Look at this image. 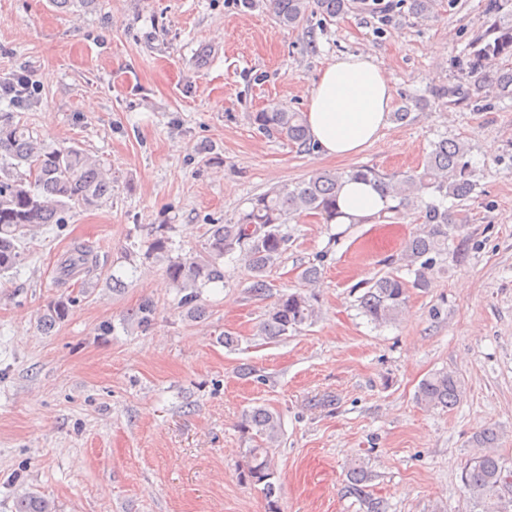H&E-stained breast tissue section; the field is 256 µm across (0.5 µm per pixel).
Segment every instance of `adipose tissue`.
<instances>
[{
  "label": "adipose tissue",
  "instance_id": "1",
  "mask_svg": "<svg viewBox=\"0 0 512 512\" xmlns=\"http://www.w3.org/2000/svg\"><path fill=\"white\" fill-rule=\"evenodd\" d=\"M391 84L370 52L333 57L320 71L310 94L306 121L320 151L350 157L375 143L392 109ZM386 198L371 184L346 182L340 192L338 223L371 217Z\"/></svg>",
  "mask_w": 512,
  "mask_h": 512
}]
</instances>
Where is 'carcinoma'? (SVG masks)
Returning a JSON list of instances; mask_svg holds the SVG:
<instances>
[{"instance_id":"obj_1","label":"carcinoma","mask_w":512,"mask_h":512,"mask_svg":"<svg viewBox=\"0 0 512 512\" xmlns=\"http://www.w3.org/2000/svg\"><path fill=\"white\" fill-rule=\"evenodd\" d=\"M278 21L290 27L298 25L314 11L324 20L333 21L350 7V0H272ZM439 0H411L410 10L417 18L429 21L438 13ZM512 25L497 24L489 35L476 38L471 46L469 69L483 73L495 65L494 78L487 80L501 97L512 98ZM252 123L267 134H278L306 152L313 149L306 119L300 112H290L276 105L254 112ZM465 146L441 138L425 156L422 169L402 180H395L368 166H356L343 173L315 171L291 185L273 188L251 200L249 209L240 213L233 224H211L206 231L205 256H172L171 225L159 224L148 234L145 255L164 258L165 272L177 292V307L191 320L206 316L203 290L224 282V256L240 251L252 272L249 291L264 296L271 288L268 274L281 263L290 236L284 231L293 215H314L333 221L339 215L336 202L347 179L374 180L395 204L387 205L378 217L387 221L405 211L417 213L418 232L406 240L402 267L413 276L409 281L396 271L384 273L367 283L360 297V308L368 320L378 326L395 322L406 303L409 290L428 285L434 256L448 249V206L452 197L465 200L476 183L466 161ZM432 190L435 199L423 200L422 192ZM112 198V174L98 159L75 147H53L30 136L28 130L8 120L0 121V275L14 270L22 261L24 240L47 224L63 222V213L73 207L94 209ZM97 271L93 253L82 245L72 247L60 260L58 278L69 281ZM302 288L284 293L266 310L258 335L277 339L296 332L317 317L314 293L319 268L306 267L300 274ZM76 297L64 296L41 315L43 330L51 331L69 316ZM156 308L143 301L128 314V320L142 329L152 325ZM461 396L459 379L448 372H437L423 379L417 401L428 408H453ZM244 429L256 446L248 449L245 476L262 486L268 512H278L274 499L276 488L269 457L270 449L280 442V417L265 406L245 414ZM498 441L496 428L488 426L473 438L479 452L469 459L462 473V483L472 512H512V470L489 451ZM348 493L358 499L365 512H387L382 499L371 497L365 489L368 473L352 466L347 474ZM15 512H56L53 502L34 493L17 498Z\"/></svg>"}]
</instances>
